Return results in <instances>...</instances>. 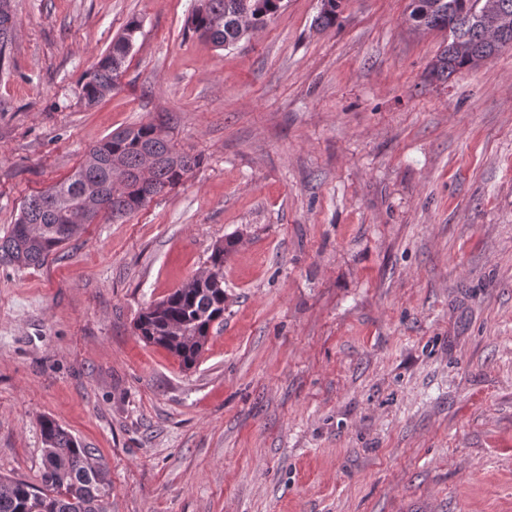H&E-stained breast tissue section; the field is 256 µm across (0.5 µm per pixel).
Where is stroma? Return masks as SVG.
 <instances>
[{
	"label": "stroma",
	"mask_w": 512,
	"mask_h": 512,
	"mask_svg": "<svg viewBox=\"0 0 512 512\" xmlns=\"http://www.w3.org/2000/svg\"><path fill=\"white\" fill-rule=\"evenodd\" d=\"M198 0H11L0 237L113 131L201 158L39 267L0 264V475L42 418L103 463L109 512H512V46L448 81L410 0H284L217 48ZM139 21L118 87L94 64ZM224 261L193 368L138 315Z\"/></svg>",
	"instance_id": "1"
}]
</instances>
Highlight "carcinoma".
I'll use <instances>...</instances> for the list:
<instances>
[{
	"label": "carcinoma",
	"mask_w": 512,
	"mask_h": 512,
	"mask_svg": "<svg viewBox=\"0 0 512 512\" xmlns=\"http://www.w3.org/2000/svg\"><path fill=\"white\" fill-rule=\"evenodd\" d=\"M191 17L193 29L216 47H230L249 31L241 14L248 13L252 29L264 27L281 9L283 0H200ZM343 0H328L318 11L317 28L336 26ZM492 3L497 11L512 15V0H411L409 19L417 28L448 32V42L427 69L431 81H446L463 68H474L479 58H492L512 35L501 41L475 20L478 3ZM16 20L10 0H0V61L4 59ZM139 24L130 22L113 40L82 85V97L92 105L118 86L127 46L135 39ZM155 158L150 170L152 187H143L136 173L144 155ZM197 156L176 153L172 144L152 123L118 130L90 148L85 162L65 182L26 197L9 233L0 238V263L36 267L75 236L80 225L64 219L99 191L108 198L106 212L121 220L148 199L178 185L199 165ZM235 241L216 245L209 256V272L224 279V257ZM224 321V287L199 288L190 280L166 299L142 313L137 322L141 338L160 346L182 365L190 367L200 357L184 331L209 337L214 323ZM44 470L42 486L23 479L0 477V512H107L110 494L102 466L93 462L94 449L83 445L55 420L42 421Z\"/></svg>",
	"instance_id": "cac0c4a2"
}]
</instances>
